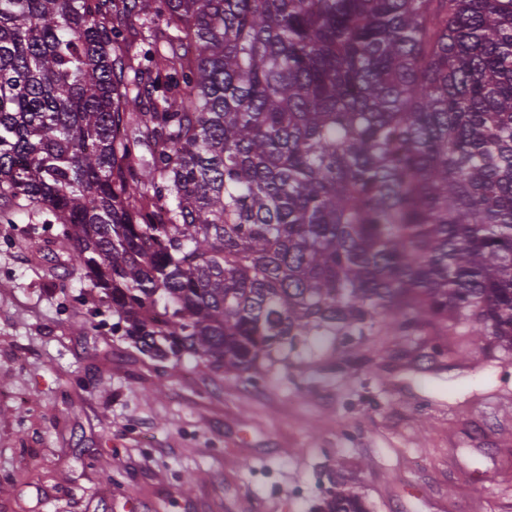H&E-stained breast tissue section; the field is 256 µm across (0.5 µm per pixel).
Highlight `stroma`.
Here are the masks:
<instances>
[{"instance_id": "obj_1", "label": "stroma", "mask_w": 512, "mask_h": 512, "mask_svg": "<svg viewBox=\"0 0 512 512\" xmlns=\"http://www.w3.org/2000/svg\"><path fill=\"white\" fill-rule=\"evenodd\" d=\"M0 221V512H512V348L382 327L257 381L155 362ZM323 512H366L362 500L354 494L336 492L324 500Z\"/></svg>"}]
</instances>
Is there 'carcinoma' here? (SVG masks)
<instances>
[{
    "instance_id": "1",
    "label": "carcinoma",
    "mask_w": 512,
    "mask_h": 512,
    "mask_svg": "<svg viewBox=\"0 0 512 512\" xmlns=\"http://www.w3.org/2000/svg\"><path fill=\"white\" fill-rule=\"evenodd\" d=\"M23 207L152 360L253 377L377 325L512 347V0H0Z\"/></svg>"
}]
</instances>
